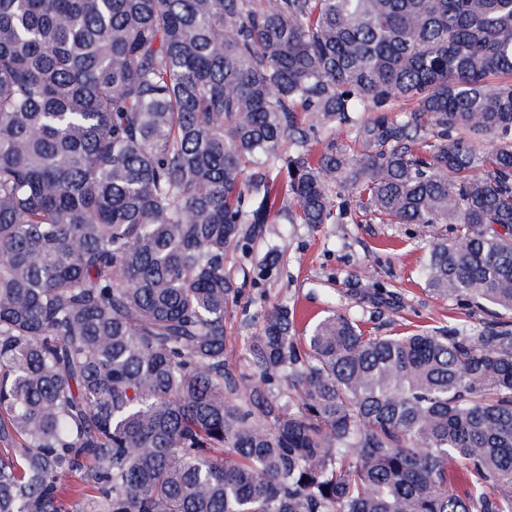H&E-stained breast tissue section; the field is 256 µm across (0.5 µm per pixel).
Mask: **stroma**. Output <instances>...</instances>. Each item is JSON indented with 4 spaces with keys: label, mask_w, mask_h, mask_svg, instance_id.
I'll list each match as a JSON object with an SVG mask.
<instances>
[{
    "label": "stroma",
    "mask_w": 512,
    "mask_h": 512,
    "mask_svg": "<svg viewBox=\"0 0 512 512\" xmlns=\"http://www.w3.org/2000/svg\"><path fill=\"white\" fill-rule=\"evenodd\" d=\"M445 225L285 224L274 220L251 245L254 257L277 248L279 269L254 280L250 264L233 255L227 268L241 288L226 321L225 359L233 373L251 369L247 339L259 329L262 307L285 301L295 310L299 336L339 309L367 333L388 336L449 325L475 335L489 316L476 305L432 293L422 276L428 243Z\"/></svg>",
    "instance_id": "obj_1"
}]
</instances>
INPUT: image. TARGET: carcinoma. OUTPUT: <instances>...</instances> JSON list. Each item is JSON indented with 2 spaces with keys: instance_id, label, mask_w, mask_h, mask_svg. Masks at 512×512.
I'll list each match as a JSON object with an SVG mask.
<instances>
[{
  "instance_id": "1",
  "label": "carcinoma",
  "mask_w": 512,
  "mask_h": 512,
  "mask_svg": "<svg viewBox=\"0 0 512 512\" xmlns=\"http://www.w3.org/2000/svg\"><path fill=\"white\" fill-rule=\"evenodd\" d=\"M352 213L512 311V0H0V512H512V323L282 302L227 368L229 253Z\"/></svg>"
}]
</instances>
